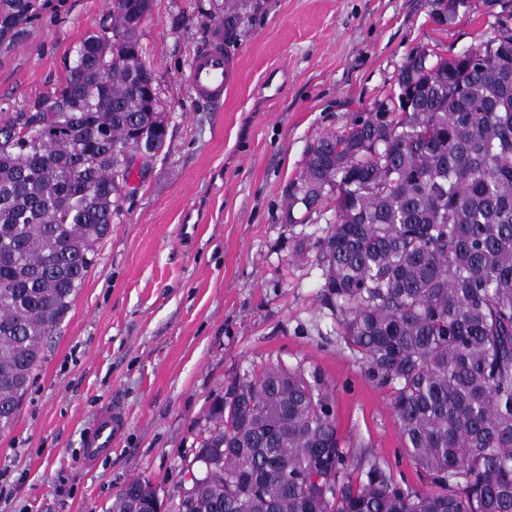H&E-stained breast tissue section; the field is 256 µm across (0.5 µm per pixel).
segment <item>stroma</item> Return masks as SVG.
<instances>
[{
	"mask_svg": "<svg viewBox=\"0 0 512 512\" xmlns=\"http://www.w3.org/2000/svg\"><path fill=\"white\" fill-rule=\"evenodd\" d=\"M209 0H152L143 60L168 117L164 151L99 245L49 343L13 426L0 432V512H106L136 477L168 500L209 427L213 400L274 362L319 372L334 396L346 453L413 488L391 392L370 380L320 299L309 223L284 200L320 135L397 93L406 58L445 57L512 27V0H256L224 51L237 81L215 111L184 76L214 24ZM107 10V0H51L0 50V123L41 96ZM186 21L173 29L172 17ZM127 418L111 454L85 465L99 415Z\"/></svg>",
	"mask_w": 512,
	"mask_h": 512,
	"instance_id": "stroma-1",
	"label": "stroma"
}]
</instances>
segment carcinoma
<instances>
[{"instance_id":"1","label":"carcinoma","mask_w":512,"mask_h":512,"mask_svg":"<svg viewBox=\"0 0 512 512\" xmlns=\"http://www.w3.org/2000/svg\"><path fill=\"white\" fill-rule=\"evenodd\" d=\"M48 0H0L17 40ZM150 0L112 6L65 73L0 126V430L10 427L133 170L168 122L143 61ZM224 42L249 0H224ZM411 54L399 93L322 135L288 188L294 210L332 200L314 242L322 300L369 378L392 390L403 447L424 474L404 488L371 463L354 477L321 379L269 364L233 380L173 512H512V29L465 54ZM48 131L44 139L42 131ZM159 498L128 481L108 512Z\"/></svg>"}]
</instances>
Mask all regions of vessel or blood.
Wrapping results in <instances>:
<instances>
[{
	"mask_svg": "<svg viewBox=\"0 0 512 512\" xmlns=\"http://www.w3.org/2000/svg\"><path fill=\"white\" fill-rule=\"evenodd\" d=\"M236 70L224 53V30L216 28L211 41L196 53L186 82L198 100L211 108L224 104V92L234 81ZM125 429L124 418L117 413H104L87 437L84 457L94 461L112 450L113 440Z\"/></svg>",
	"mask_w": 512,
	"mask_h": 512,
	"instance_id": "b4317fda",
	"label": "vessel or blood"
}]
</instances>
